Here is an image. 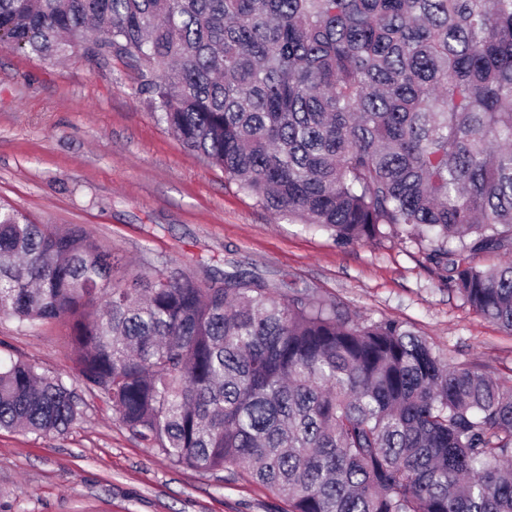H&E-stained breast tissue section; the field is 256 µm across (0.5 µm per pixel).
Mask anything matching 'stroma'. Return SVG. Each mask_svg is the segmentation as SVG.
<instances>
[{
	"label": "stroma",
	"mask_w": 512,
	"mask_h": 512,
	"mask_svg": "<svg viewBox=\"0 0 512 512\" xmlns=\"http://www.w3.org/2000/svg\"><path fill=\"white\" fill-rule=\"evenodd\" d=\"M137 73L75 52L53 63L0 47V201L39 224L75 225L124 256L123 284L162 264L197 274L216 255L306 288L360 319L405 323L449 364L512 388V334L449 294L413 240L341 245L277 219L156 120ZM69 324L0 317V359L81 392L67 434L0 431V512H288L245 469L172 465L85 392Z\"/></svg>",
	"instance_id": "obj_1"
}]
</instances>
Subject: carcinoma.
Segmentation results:
<instances>
[{
    "instance_id": "cac0c4a2",
    "label": "carcinoma",
    "mask_w": 512,
    "mask_h": 512,
    "mask_svg": "<svg viewBox=\"0 0 512 512\" xmlns=\"http://www.w3.org/2000/svg\"><path fill=\"white\" fill-rule=\"evenodd\" d=\"M0 42L124 60L274 214L342 245L418 240L512 334V0H0ZM120 263L0 203V317L70 318L82 382L171 464L243 465L288 512H512V388L215 255L129 287ZM82 415L62 377L0 364V429Z\"/></svg>"
}]
</instances>
